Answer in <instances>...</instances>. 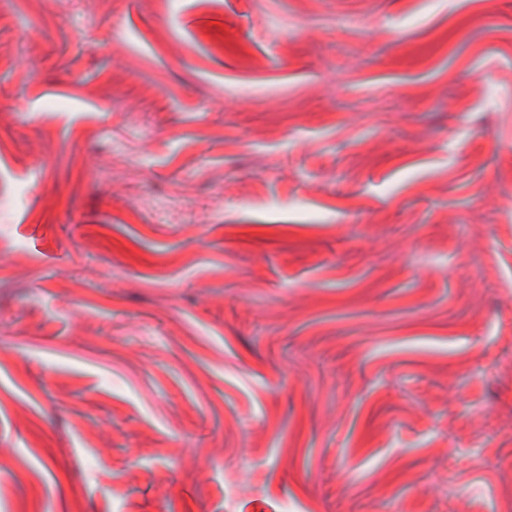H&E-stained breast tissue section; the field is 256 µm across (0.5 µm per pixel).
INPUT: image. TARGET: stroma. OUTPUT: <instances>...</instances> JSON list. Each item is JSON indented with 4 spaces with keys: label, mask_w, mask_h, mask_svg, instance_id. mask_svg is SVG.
Listing matches in <instances>:
<instances>
[{
    "label": "stroma",
    "mask_w": 512,
    "mask_h": 512,
    "mask_svg": "<svg viewBox=\"0 0 512 512\" xmlns=\"http://www.w3.org/2000/svg\"><path fill=\"white\" fill-rule=\"evenodd\" d=\"M0 512H501L512 0H0Z\"/></svg>",
    "instance_id": "35a3bbf8"
}]
</instances>
